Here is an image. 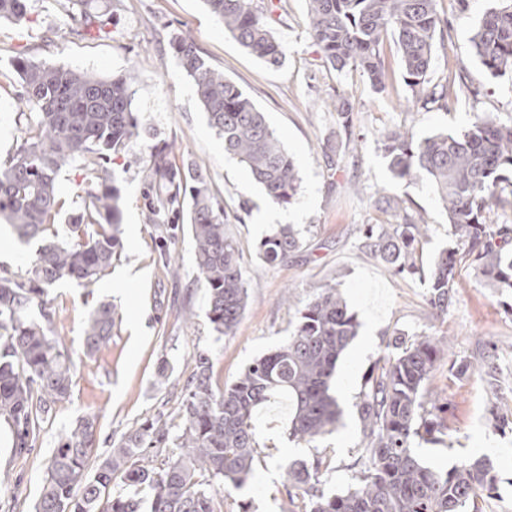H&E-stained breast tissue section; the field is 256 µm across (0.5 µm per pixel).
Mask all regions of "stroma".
I'll return each mask as SVG.
<instances>
[{"instance_id":"stroma-1","label":"stroma","mask_w":512,"mask_h":512,"mask_svg":"<svg viewBox=\"0 0 512 512\" xmlns=\"http://www.w3.org/2000/svg\"><path fill=\"white\" fill-rule=\"evenodd\" d=\"M255 3L280 45V65H269L240 46L204 0H112L109 33L94 39L72 33L60 0H30L29 22H0V153L12 151L21 137L18 77L12 69L16 57L101 76L134 66V105L143 124L136 153L145 158L156 141L172 142L177 164L206 178L224 203L226 228L242 251L248 292L235 334L216 337L189 233L149 222L141 166H126L124 157H115L112 167L123 198V249L111 272L97 283L87 287L64 279L48 291L51 327L74 363V386L69 398L56 404L31 448L17 450L9 425L0 421V473L9 474L7 487L0 489V512H34L59 436L83 416L96 419L97 461L106 457L112 440L147 418L161 413L178 426L179 387L155 384L161 359L173 363L175 378L182 379L192 370V356L206 350L213 358L215 381L232 382L247 364L281 345L316 289L334 282L359 323L358 336L336 371L337 386L350 391L339 401L342 417L332 433L297 444L285 432L286 403L260 409L255 426L261 454L254 477L245 488L225 493L223 512H241L245 502L251 512H282L286 478L281 463L286 459L329 456L334 469L326 491L354 484L367 443L358 413L365 383L396 343L424 336L445 340L428 392L431 402L447 408L446 431L442 442H422L415 450L428 465L444 470L472 456H488L496 467L497 490L485 512H512V431L496 429L489 421L491 406L512 410V315L505 313L495 288L477 273L465 251L458 250L452 303L440 315L429 304L423 280L396 273L361 246L363 225L380 224L391 231L402 223L403 208L395 205L401 199L429 225L422 263L442 249L455 248L431 182L424 177L393 179L380 134L398 128L419 137L459 132L477 112L512 122V79L490 76L470 42L492 0H437L443 24L436 35L431 78L447 81L448 104L426 109L412 103L393 36H385L382 44L386 89L377 93L359 72H340L325 62L310 33L308 0ZM181 34L190 36L209 64L264 113L300 177L291 203H273L249 171L225 155L191 79L169 48L170 38ZM339 95L348 96L353 105L347 129L333 107ZM281 224L300 229L302 246L285 262L265 263L256 246ZM162 241L179 260L178 275L169 274L159 258ZM101 301L114 305L120 320L110 341L88 356L83 321ZM490 354L501 368L495 388L479 370ZM462 358L473 368L457 378L451 367Z\"/></svg>"}]
</instances>
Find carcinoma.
<instances>
[{
  "label": "carcinoma",
  "instance_id": "1",
  "mask_svg": "<svg viewBox=\"0 0 512 512\" xmlns=\"http://www.w3.org/2000/svg\"><path fill=\"white\" fill-rule=\"evenodd\" d=\"M210 12L244 48L276 66L279 44L254 0H205ZM74 32L81 38L105 34L96 0H67ZM313 38L334 69L355 70L372 88L385 89L381 43L396 39L406 82L416 102L447 105L448 83L430 79L440 19L436 0H309ZM28 21V0H0V19ZM475 55L493 77L512 74V0H498L475 29ZM193 81L210 127L224 153L248 168L268 198L290 202L300 187L295 165L254 102L224 73L213 69L192 39L170 42ZM15 93L27 108L21 144L0 159V224L16 239H42L23 273L0 272V418L12 427L15 447L27 448L54 405L70 396L73 362L51 328L44 295L62 278L90 286L112 267L123 247L121 192L107 164L128 154L140 137L134 107L135 69L112 76L14 60ZM392 176L426 177L448 216L452 235L467 248L478 273L512 296V224H489L485 214L512 187V124L477 112L459 133L438 132L417 139L397 129L382 136ZM81 159L86 170L83 207L68 214L71 241L56 239L54 225L65 201L58 176ZM146 178L154 192L150 220L157 224L170 206L187 202L195 264L208 293L207 317L218 336L240 324L247 288L241 253L224 227V207L196 170L174 161L172 144L150 147ZM428 231L420 213L405 214L393 234L366 225L362 247L399 274L423 275L429 303L448 311L457 273L454 249L445 248L428 270L417 265V250ZM301 246L298 231L281 225L259 243L269 264L284 262ZM118 313L100 303L83 327L86 354L111 336ZM357 321L339 284L318 289L299 310L294 330L282 345L253 360L230 384L213 382L209 354L194 356V369L181 386L179 433L162 417L147 419L112 442L108 455L91 469L96 420L81 417L62 435L47 464L35 512H221L217 496L244 488L259 455L256 410L277 392L288 395L293 414L291 441L311 442L331 432L341 411L331 394L338 361L356 336ZM441 354L439 341L424 337L401 343L383 359L359 404L367 439L361 478L340 493L325 492L327 458L292 459L281 464L288 481L284 512H483V492L496 489L487 456L450 469H434L415 452L414 440H438L446 407L429 410L423 392Z\"/></svg>",
  "mask_w": 512,
  "mask_h": 512
}]
</instances>
